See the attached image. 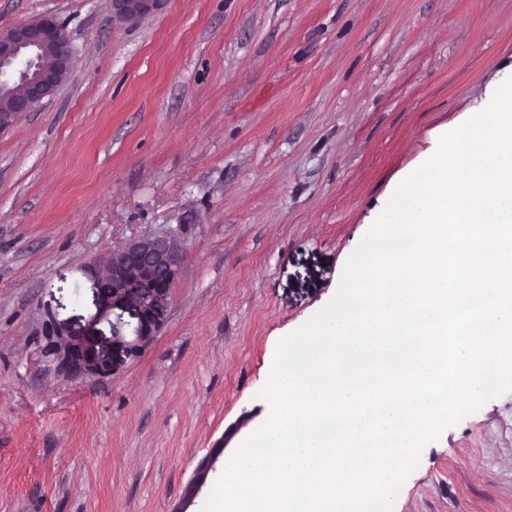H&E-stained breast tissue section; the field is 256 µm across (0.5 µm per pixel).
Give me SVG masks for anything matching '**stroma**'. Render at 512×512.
I'll use <instances>...</instances> for the list:
<instances>
[{
    "label": "stroma",
    "mask_w": 512,
    "mask_h": 512,
    "mask_svg": "<svg viewBox=\"0 0 512 512\" xmlns=\"http://www.w3.org/2000/svg\"><path fill=\"white\" fill-rule=\"evenodd\" d=\"M75 48L0 128V512H202L279 341L334 296L397 186L512 77V0H0ZM163 236L165 323L106 374L86 265ZM216 461L194 498L200 462ZM393 512H512V392L422 451ZM166 0H112V16L120 23L137 22L162 9ZM63 350L67 365L76 371L105 372L110 367V360L106 354L91 352L78 340H66Z\"/></svg>",
    "instance_id": "35a3bbf8"
}]
</instances>
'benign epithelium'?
Instances as JSON below:
<instances>
[{
	"label": "benign epithelium",
	"mask_w": 512,
	"mask_h": 512,
	"mask_svg": "<svg viewBox=\"0 0 512 512\" xmlns=\"http://www.w3.org/2000/svg\"><path fill=\"white\" fill-rule=\"evenodd\" d=\"M165 0H112V16L120 23L137 22L162 9ZM47 52L48 63L38 65L34 75L28 71L34 65L26 60L25 68L16 64L27 54ZM74 60V48L64 26L52 15L26 21L0 33V75L15 74V86L10 97V108L0 113V127L8 117L17 113L33 112L52 97L63 82ZM182 257L169 242L157 237H141L126 243L110 254L103 266L92 276L96 290L98 317L104 319L119 309L138 320L135 337L127 341L120 332L122 316L110 322L112 344L129 355L140 352L153 338L163 321L168 295L181 275ZM67 365L76 371L105 372L110 367L109 357L91 352L78 340H67L63 346ZM213 461L199 465L187 488V496L195 494L206 479Z\"/></svg>",
	"instance_id": "obj_1"
}]
</instances>
